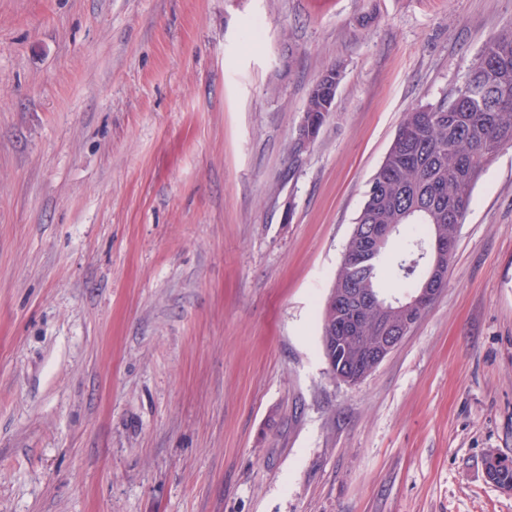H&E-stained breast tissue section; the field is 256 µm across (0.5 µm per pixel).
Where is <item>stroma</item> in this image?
<instances>
[{
    "label": "stroma",
    "mask_w": 512,
    "mask_h": 512,
    "mask_svg": "<svg viewBox=\"0 0 512 512\" xmlns=\"http://www.w3.org/2000/svg\"><path fill=\"white\" fill-rule=\"evenodd\" d=\"M510 26L512 0H0V512H512L484 471L512 458V146L359 385L319 314L404 112ZM332 107L331 103L327 100V96L320 89L310 88L303 112L305 113L306 121H310L311 125L314 126V130L311 133L315 137L330 119Z\"/></svg>",
    "instance_id": "obj_1"
}]
</instances>
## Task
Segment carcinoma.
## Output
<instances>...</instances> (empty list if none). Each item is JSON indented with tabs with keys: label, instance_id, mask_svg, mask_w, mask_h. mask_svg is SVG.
Instances as JSON below:
<instances>
[{
	"label": "carcinoma",
	"instance_id": "1",
	"mask_svg": "<svg viewBox=\"0 0 512 512\" xmlns=\"http://www.w3.org/2000/svg\"><path fill=\"white\" fill-rule=\"evenodd\" d=\"M305 119L295 148L304 147L308 134H318L332 115V105L319 89L307 94ZM512 144V27L492 36L479 52L464 83L435 103L404 113L398 132L381 165L369 181V190L346 242L343 259L330 293L341 296L353 288L358 294L380 292L383 278L397 291L388 310L369 306L363 312L357 335L359 347L341 348L334 372L348 374L360 348L377 343L378 327L406 319L402 300L421 287L429 262V246L439 237L456 240L473 203V192L488 163L504 144ZM393 227L398 245L393 257L388 245L379 247L371 263L365 254L379 232ZM336 305L326 302L322 336L336 331Z\"/></svg>",
	"mask_w": 512,
	"mask_h": 512
}]
</instances>
